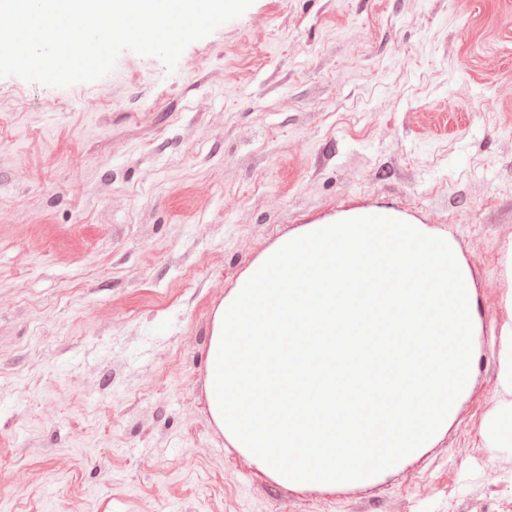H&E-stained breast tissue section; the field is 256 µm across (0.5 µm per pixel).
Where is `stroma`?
<instances>
[{
  "label": "stroma",
  "instance_id": "1",
  "mask_svg": "<svg viewBox=\"0 0 512 512\" xmlns=\"http://www.w3.org/2000/svg\"><path fill=\"white\" fill-rule=\"evenodd\" d=\"M385 208L446 230L482 319L433 448L297 490L206 408L212 315L278 237ZM512 0H254L175 71L0 78V512H512L497 400Z\"/></svg>",
  "mask_w": 512,
  "mask_h": 512
}]
</instances>
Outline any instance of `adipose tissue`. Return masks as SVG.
I'll return each mask as SVG.
<instances>
[{"mask_svg": "<svg viewBox=\"0 0 512 512\" xmlns=\"http://www.w3.org/2000/svg\"><path fill=\"white\" fill-rule=\"evenodd\" d=\"M497 365L498 399L481 423L480 436L485 447L512 452V288L503 300Z\"/></svg>", "mask_w": 512, "mask_h": 512, "instance_id": "1", "label": "adipose tissue"}]
</instances>
